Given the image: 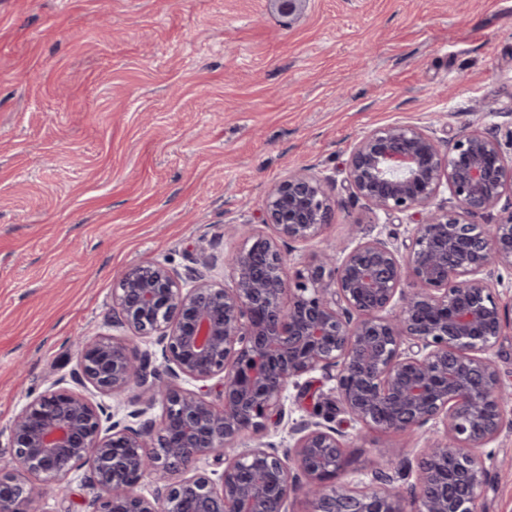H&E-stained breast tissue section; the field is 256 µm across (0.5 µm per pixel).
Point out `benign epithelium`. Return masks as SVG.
<instances>
[{"label":"benign epithelium","mask_w":512,"mask_h":512,"mask_svg":"<svg viewBox=\"0 0 512 512\" xmlns=\"http://www.w3.org/2000/svg\"><path fill=\"white\" fill-rule=\"evenodd\" d=\"M444 183L451 209L436 203ZM335 188L303 170L274 185L262 205L273 233L240 225L251 245L224 260L228 285L213 280V262L184 273L159 260L129 267L112 289V325L160 347L164 368L122 339L85 342L79 388L55 382L0 430L12 448L0 512H30L37 483L59 486L82 467L93 512H185L189 501L196 512H288L299 493L311 512H400L403 492L383 470L361 486L336 483L347 465L336 428L304 422L281 452L260 441L289 387L316 370L336 382L327 407L370 428L443 422L408 494L416 512H479L481 450L512 403L489 357L506 317L491 288L496 267L512 269V210L487 224L471 218L512 190V165L482 132L444 151L428 126L370 130L342 189L375 214L412 213L413 233L398 247L355 223L351 250L291 261L287 246L330 223ZM134 388L146 394L128 414L134 424L95 401ZM206 455L224 462L216 479L193 471ZM155 469L172 478L147 496L138 486Z\"/></svg>","instance_id":"obj_1"}]
</instances>
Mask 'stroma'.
I'll return each instance as SVG.
<instances>
[{
    "mask_svg": "<svg viewBox=\"0 0 512 512\" xmlns=\"http://www.w3.org/2000/svg\"><path fill=\"white\" fill-rule=\"evenodd\" d=\"M393 122L440 144L495 133L512 163V0H0V429L77 367L80 338L123 337L112 288L130 266L178 270L245 247L269 188L305 168L344 178L356 140ZM332 223L296 257L353 246L350 226L402 243L410 215L337 193ZM507 320L491 351L512 391V271L492 290ZM335 383L289 388L264 442L287 448ZM352 440L341 482L369 481L442 423L384 433L337 414ZM481 512H512V425L489 444ZM80 468L33 512H87Z\"/></svg>",
    "mask_w": 512,
    "mask_h": 512,
    "instance_id": "35a3bbf8",
    "label": "stroma"
}]
</instances>
